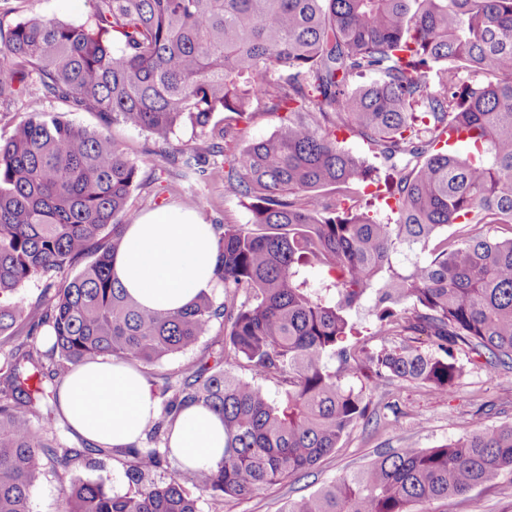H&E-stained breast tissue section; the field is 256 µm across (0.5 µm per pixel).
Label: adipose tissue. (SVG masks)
Masks as SVG:
<instances>
[{
	"label": "adipose tissue",
	"mask_w": 512,
	"mask_h": 512,
	"mask_svg": "<svg viewBox=\"0 0 512 512\" xmlns=\"http://www.w3.org/2000/svg\"><path fill=\"white\" fill-rule=\"evenodd\" d=\"M215 236L193 211L165 209L126 225L124 244L113 262L117 279L139 304L176 310L216 289ZM58 408L85 440L125 448L145 436L157 404L134 366L100 358L83 363L63 379ZM173 455L186 468L209 470L224 455V425L201 405L182 411L170 435Z\"/></svg>",
	"instance_id": "obj_1"
}]
</instances>
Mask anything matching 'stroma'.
Wrapping results in <instances>:
<instances>
[{
    "label": "stroma",
    "instance_id": "35a3bbf8",
    "mask_svg": "<svg viewBox=\"0 0 512 512\" xmlns=\"http://www.w3.org/2000/svg\"><path fill=\"white\" fill-rule=\"evenodd\" d=\"M8 7V14L0 16V23L6 25L26 17L87 23L93 14L91 0H9ZM108 133L141 166L140 185L130 201V221L157 210L179 208L196 212L208 224L249 223V202L225 190L223 170L176 193L172 187L179 182L181 169L153 155L154 139L149 133L119 122L112 124ZM223 341V329L213 327L193 349L153 366L152 380H177L215 357ZM459 361L464 372L448 395L416 383L399 388L387 383L366 387L365 394L371 400L370 419L348 430L338 447L312 469L252 498L230 500L221 506L191 481H184L183 486L195 499L198 512H284L288 502L315 493L340 475L357 471L393 449L432 448L475 429L512 422V371L489 372L478 357L463 355ZM394 418L399 421L395 429L389 425ZM68 476L100 482L114 494L129 490L125 467L118 457L104 459L100 467L92 469L73 462ZM448 512H512V473L504 474L497 485L476 488L450 502Z\"/></svg>",
    "mask_w": 512,
    "mask_h": 512
}]
</instances>
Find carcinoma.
<instances>
[{
  "mask_svg": "<svg viewBox=\"0 0 512 512\" xmlns=\"http://www.w3.org/2000/svg\"><path fill=\"white\" fill-rule=\"evenodd\" d=\"M93 2L88 24L0 25V101L35 87L27 118L0 143V337L26 336L0 367V512H30L47 468H95L111 453L131 457L132 491L71 480L64 512H197L184 479L221 505L251 498L315 465L368 415L352 378L449 394L462 375L457 351L512 369V236L481 232L512 225V0ZM277 71L287 77L273 80ZM47 99L96 113L100 128L45 111ZM257 99L282 126L226 153ZM117 121L149 132L184 183L206 180L224 158V187L251 200L252 223L213 225L224 301L204 293L183 310L151 311L113 277L140 185L138 163L108 135ZM185 127L195 138L174 143ZM339 132L363 139L379 165ZM379 184L395 200L382 219L360 192ZM451 224L460 230L448 236ZM31 280L42 292L27 305L16 294ZM368 298L373 335L401 342L358 346L352 312ZM216 324L224 345L214 365L164 381L144 446L76 448L21 410L57 398L73 366L99 357L151 366ZM420 336L434 351L413 345ZM232 365L274 381L281 398ZM191 405L224 422L213 470L171 455L170 430ZM172 463L169 481L147 482ZM506 471L512 422L381 455L284 512H448V501Z\"/></svg>",
  "mask_w": 512,
  "mask_h": 512,
  "instance_id": "cac0c4a2",
  "label": "carcinoma"
}]
</instances>
